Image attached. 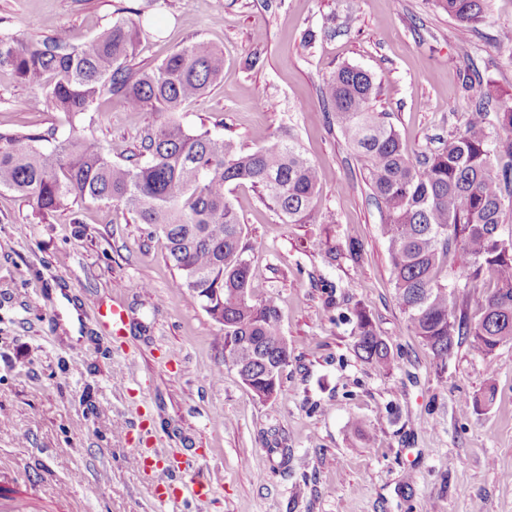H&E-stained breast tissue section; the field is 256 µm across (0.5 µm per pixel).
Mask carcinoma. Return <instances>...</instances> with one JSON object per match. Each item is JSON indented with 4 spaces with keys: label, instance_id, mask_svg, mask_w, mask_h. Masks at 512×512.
<instances>
[{
    "label": "carcinoma",
    "instance_id": "cac0c4a2",
    "mask_svg": "<svg viewBox=\"0 0 512 512\" xmlns=\"http://www.w3.org/2000/svg\"><path fill=\"white\" fill-rule=\"evenodd\" d=\"M485 2L438 5L471 27L486 20ZM141 35L140 25L121 19L83 47L57 36L41 42L0 37V69L34 88L47 110L73 120L109 94L128 110L165 116L141 144L143 163L116 162L98 140L72 128L63 136L56 129L0 131V190L25 198L42 215L89 201L122 207L164 239L179 271L175 287L196 297L220 289L224 308L210 317L224 326V361L255 377L268 370L279 386L290 358L280 308L272 297L252 298L251 246L226 188L248 182L282 221L306 224L317 213L320 169L282 138L244 152L220 133L184 128L177 114L221 78L223 53L198 40L155 67L136 70L130 62ZM374 91L371 74L346 65L326 83L322 101L363 158L365 183L384 207L381 232L399 306L438 361L446 362L462 338L489 357L512 343V241L499 235L505 201L512 198V162L495 165L482 108L448 145L412 159L394 128L372 111ZM498 120L510 135L503 152L512 158V107L504 106ZM453 246L472 259L469 282L486 275L493 281L488 291L470 296L473 317L441 280ZM352 315L360 356L390 369L391 346L370 315L357 307Z\"/></svg>",
    "mask_w": 512,
    "mask_h": 512
}]
</instances>
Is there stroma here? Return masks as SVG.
Returning a JSON list of instances; mask_svg holds the SVG:
<instances>
[{
    "mask_svg": "<svg viewBox=\"0 0 512 512\" xmlns=\"http://www.w3.org/2000/svg\"><path fill=\"white\" fill-rule=\"evenodd\" d=\"M487 6V23L464 27L436 0H0V35L28 41L65 31L81 46L138 17L137 68L210 42L224 76L180 112L183 125L246 152L292 141L321 172L320 215L306 224L283 223L250 185L229 194L253 244L252 296L276 298L291 352L264 401L225 363L223 326L176 288L163 239L110 205L43 217L0 191V487L39 512H163L150 472L129 461L139 449L195 461L212 492L194 512H512V344L484 358L465 341L442 365L414 334L364 162L321 98L339 67L366 70L374 111L409 155L443 147L483 91L497 97L489 113L512 106V43L500 38L512 0ZM161 120L105 98L77 128L120 162ZM67 127L0 70L1 130ZM352 240L358 260L327 263L328 247ZM115 302L127 326L106 349L98 311ZM356 307L390 342L392 369L356 353L345 319Z\"/></svg>",
    "mask_w": 512,
    "mask_h": 512,
    "instance_id": "obj_1",
    "label": "stroma"
}]
</instances>
